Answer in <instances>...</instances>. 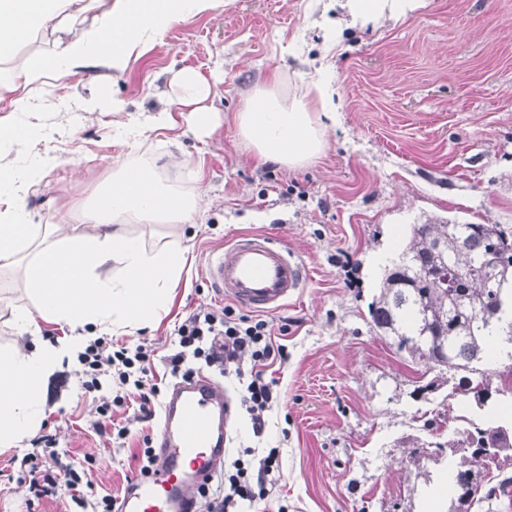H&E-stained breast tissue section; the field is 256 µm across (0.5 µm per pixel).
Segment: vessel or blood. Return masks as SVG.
I'll use <instances>...</instances> for the list:
<instances>
[{"mask_svg":"<svg viewBox=\"0 0 512 512\" xmlns=\"http://www.w3.org/2000/svg\"><path fill=\"white\" fill-rule=\"evenodd\" d=\"M205 274L225 299L262 313L284 306L304 285L301 264L262 233L237 235L213 252ZM233 412L205 372L174 384L163 403L155 463L126 482L116 512H194L199 487L224 464Z\"/></svg>","mask_w":512,"mask_h":512,"instance_id":"b4317fda","label":"vessel or blood"}]
</instances>
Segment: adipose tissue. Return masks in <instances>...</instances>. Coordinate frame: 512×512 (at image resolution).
<instances>
[{
    "mask_svg": "<svg viewBox=\"0 0 512 512\" xmlns=\"http://www.w3.org/2000/svg\"><path fill=\"white\" fill-rule=\"evenodd\" d=\"M418 0H325L322 9L341 10L350 25L401 17ZM223 0H0V95L11 97L23 121L0 122V142L37 146L48 131L28 122L38 106L36 92L53 74L76 75L105 66L123 72L133 53L159 43L176 23L219 9ZM178 104L201 130L212 127L204 102L212 85L196 72L176 74ZM335 87L327 68L303 79L300 94L281 90L280 74L256 88L236 115L238 133L258 161L301 168L327 146L337 120ZM59 159L35 151L27 166L0 154V270L20 268L32 307L13 308L11 331L29 337L20 351L0 346V449L32 437L44 415L49 377L88 345L80 327L100 331L150 326L182 278L187 248L182 238L150 248L131 231L135 224L191 223L201 197L162 183L152 168L123 166L84 208L90 234L58 235L54 225L28 221L26 200ZM63 323L73 335L50 341L40 321Z\"/></svg>",
    "mask_w": 512,
    "mask_h": 512,
    "instance_id": "adipose-tissue-1",
    "label": "adipose tissue"
}]
</instances>
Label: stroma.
Returning <instances> with one entry per match:
<instances>
[{"instance_id":"obj_1","label":"stroma","mask_w":512,"mask_h":512,"mask_svg":"<svg viewBox=\"0 0 512 512\" xmlns=\"http://www.w3.org/2000/svg\"><path fill=\"white\" fill-rule=\"evenodd\" d=\"M316 0H224L221 11L176 23L160 46L133 56L128 69L104 67L49 79L59 127L46 147L62 163L27 198L30 220L61 232H91L80 220L94 190L134 160L154 164L162 181L199 192L202 212L186 225L187 270L155 327L113 332L146 344L162 387L175 382L164 363L175 328L197 308L224 306L206 279L210 254L235 234L262 232L304 267L300 294L265 318L285 347L268 367L278 400L263 439L245 410L231 421L228 459L261 446L279 451L272 494L240 512H451L440 490L443 462L429 444L426 413L446 414L453 431L463 399L457 377L436 378L398 352L370 322L367 303L411 225L431 217L512 225V0H421L406 17L350 28L330 62L338 121L313 164L288 169L257 162L235 116L251 91L276 71L292 92L319 66ZM192 69L215 84L207 100L210 132L196 131L174 105L170 83ZM120 100V112H87L83 100ZM170 103L168 126L135 147L122 144L128 120L149 121ZM83 367L47 382L38 435L86 470L97 494L119 495L139 472L143 436L159 420L138 406L115 409L125 440L98 434L96 403L81 389ZM436 381L434 391L417 388ZM31 441L0 450V512H26L28 483L14 480Z\"/></svg>"}]
</instances>
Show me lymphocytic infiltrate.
I'll return each instance as SVG.
<instances>
[{"label": "lymphocytic infiltrate", "instance_id": "f902f5d3", "mask_svg": "<svg viewBox=\"0 0 512 512\" xmlns=\"http://www.w3.org/2000/svg\"><path fill=\"white\" fill-rule=\"evenodd\" d=\"M176 336L178 349L166 358L171 374L191 376L189 360L200 359L219 374L248 375L241 404L251 417L254 434H262L265 414L277 400L275 382L267 378L266 368L284 354L283 346L274 341L268 321L245 315L237 317L226 308H200L185 317ZM79 360L84 366L82 387L86 393H102L103 388L112 386L118 389L114 397L102 393V402L97 407L101 416L111 415L113 408L124 401L123 390L130 389L139 399L143 418L155 417L162 405V392L148 377L151 349L142 344L115 348L97 340L80 354ZM22 462L36 497L55 495L63 487L82 512H113L115 498L90 493L91 482L86 473L63 460L52 438H45L43 448L26 453ZM277 469L278 451L274 448L250 464L234 460L224 476L223 491L208 487L199 491L197 512H232L239 501L266 499L276 483Z\"/></svg>", "mask_w": 512, "mask_h": 512}]
</instances>
